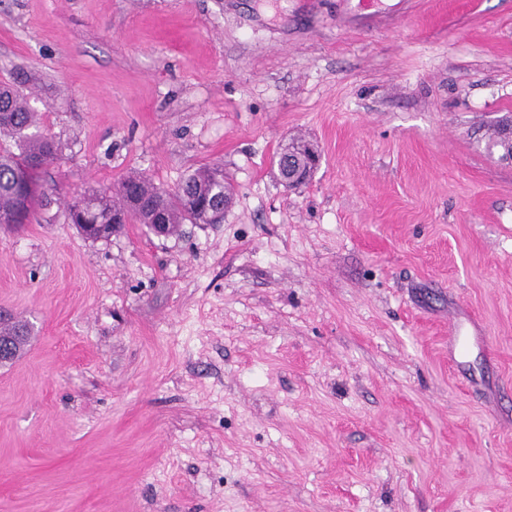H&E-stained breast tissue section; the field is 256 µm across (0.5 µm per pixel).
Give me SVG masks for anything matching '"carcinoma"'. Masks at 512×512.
<instances>
[{"instance_id": "cac0c4a2", "label": "carcinoma", "mask_w": 512, "mask_h": 512, "mask_svg": "<svg viewBox=\"0 0 512 512\" xmlns=\"http://www.w3.org/2000/svg\"><path fill=\"white\" fill-rule=\"evenodd\" d=\"M40 121L27 98L9 86H0V135L9 144L0 143V218L14 217L25 224L40 204L37 172L28 167L32 160L39 167L53 163L58 146L39 130ZM224 174L219 166H201L189 171L176 190L156 186L144 175L132 174L113 189L85 191L66 207L73 224H110L112 213L128 212L141 224L152 223L157 210H162L168 222L180 230L181 224H206L207 213L198 208L200 201L216 197L224 203V185L217 175ZM138 192L145 206L128 210L127 195Z\"/></svg>"}]
</instances>
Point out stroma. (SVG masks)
<instances>
[{"label": "stroma", "instance_id": "1", "mask_svg": "<svg viewBox=\"0 0 512 512\" xmlns=\"http://www.w3.org/2000/svg\"><path fill=\"white\" fill-rule=\"evenodd\" d=\"M354 7L0 0V84L62 147L0 226V512H512V0ZM203 165L222 223L64 218ZM455 315L490 358L449 364ZM321 161V155L311 145H306L304 156L294 155V148L291 143H286L280 153L278 167L282 182L289 188H296L304 184L310 178ZM17 329L24 330L26 337L24 339L22 338L21 340H19L17 345H15L14 347L15 338L10 336H20L18 335V332L20 331H17ZM29 339L30 333L28 328L24 324L11 325L10 327L7 328V331L5 330L3 333L0 328V362L7 361L10 357L11 358L9 359V361H12L15 358H17L24 350V347L29 342ZM13 351L14 354L12 355Z\"/></svg>", "mask_w": 512, "mask_h": 512}]
</instances>
